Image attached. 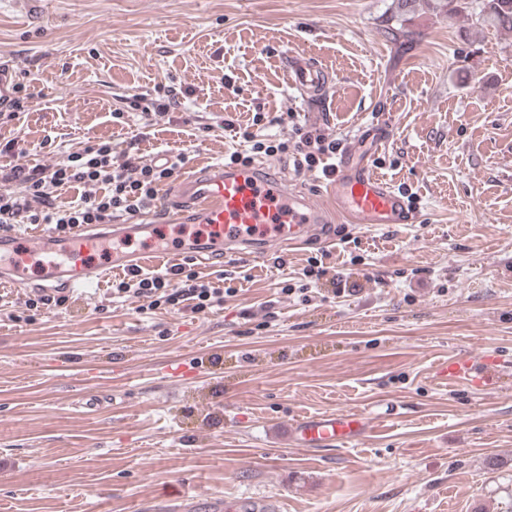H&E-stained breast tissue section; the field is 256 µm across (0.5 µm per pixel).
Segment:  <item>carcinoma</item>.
Wrapping results in <instances>:
<instances>
[{"label":"carcinoma","mask_w":512,"mask_h":512,"mask_svg":"<svg viewBox=\"0 0 512 512\" xmlns=\"http://www.w3.org/2000/svg\"><path fill=\"white\" fill-rule=\"evenodd\" d=\"M422 6L432 12L473 17L476 23L496 31H512V0H391L392 18L404 23Z\"/></svg>","instance_id":"obj_1"}]
</instances>
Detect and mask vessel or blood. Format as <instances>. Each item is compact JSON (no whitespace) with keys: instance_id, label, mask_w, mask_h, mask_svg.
Wrapping results in <instances>:
<instances>
[{"instance_id":"b4317fda","label":"vessel or blood","mask_w":512,"mask_h":512,"mask_svg":"<svg viewBox=\"0 0 512 512\" xmlns=\"http://www.w3.org/2000/svg\"><path fill=\"white\" fill-rule=\"evenodd\" d=\"M283 63L291 85L302 95L317 102L328 97L331 86L320 64L297 54L285 55ZM390 137L389 123L367 124L337 157L328 189L354 223L377 226L419 220L406 197L373 171L371 151ZM174 193V212L163 224L130 219L98 232L83 226L63 239L0 232V282L44 292L71 291L107 273L139 266L149 256H256L328 231L324 212L260 162L211 165L182 176ZM441 374L484 388L495 379L494 370H477L467 359L449 362ZM368 429L366 417L339 410L291 423L288 438L300 448L344 446Z\"/></svg>"}]
</instances>
